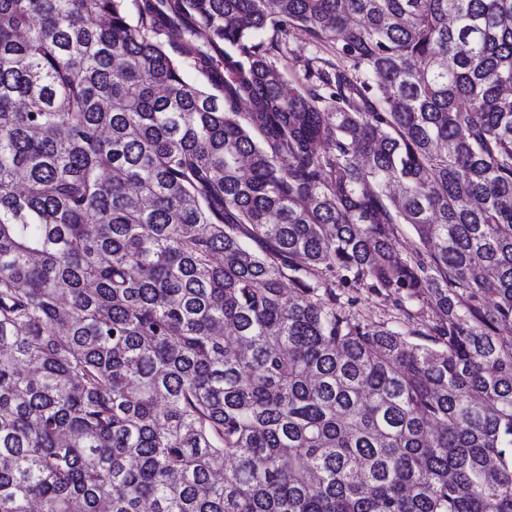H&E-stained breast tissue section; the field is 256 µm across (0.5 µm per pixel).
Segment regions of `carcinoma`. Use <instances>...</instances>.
Here are the masks:
<instances>
[{
  "label": "carcinoma",
  "mask_w": 512,
  "mask_h": 512,
  "mask_svg": "<svg viewBox=\"0 0 512 512\" xmlns=\"http://www.w3.org/2000/svg\"><path fill=\"white\" fill-rule=\"evenodd\" d=\"M506 325L512 0H0V512H512ZM288 46L295 50L293 54H288V59L278 60L276 65L281 73L287 78H292L295 74L301 73V64L303 56H310L317 53L321 57L336 63V53L331 42H316L310 36L302 32H293V36L288 37ZM295 56H302L301 61L295 59ZM336 292L341 294L343 302L347 303L349 300V305L345 304V309L357 318L368 322L386 321L389 325L406 329L404 318L396 309L392 297L369 288L352 285H341L340 288H336Z\"/></svg>",
  "instance_id": "obj_1"
}]
</instances>
